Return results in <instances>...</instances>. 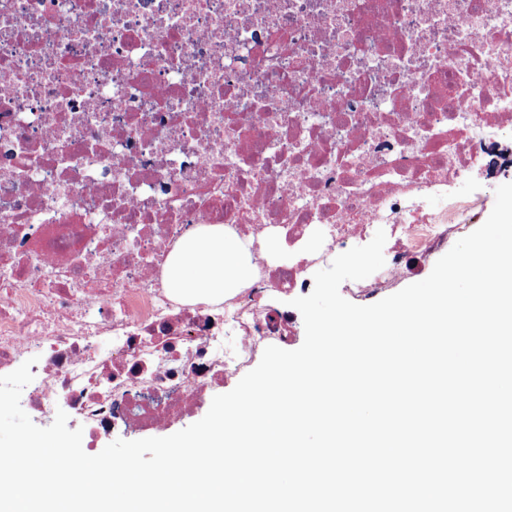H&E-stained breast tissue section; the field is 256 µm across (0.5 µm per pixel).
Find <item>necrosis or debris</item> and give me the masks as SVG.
Here are the masks:
<instances>
[{
    "label": "necrosis or debris",
    "instance_id": "necrosis-or-debris-1",
    "mask_svg": "<svg viewBox=\"0 0 512 512\" xmlns=\"http://www.w3.org/2000/svg\"><path fill=\"white\" fill-rule=\"evenodd\" d=\"M507 123L512 0H0V376L93 438L166 426L289 343L276 289L380 229L346 288H386L452 234ZM206 224L258 274L185 303Z\"/></svg>",
    "mask_w": 512,
    "mask_h": 512
}]
</instances>
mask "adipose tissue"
Listing matches in <instances>:
<instances>
[{"mask_svg":"<svg viewBox=\"0 0 512 512\" xmlns=\"http://www.w3.org/2000/svg\"><path fill=\"white\" fill-rule=\"evenodd\" d=\"M256 274L244 241L220 224L180 239L168 259L170 284L183 298L200 303L233 296Z\"/></svg>","mask_w":512,"mask_h":512,"instance_id":"adipose-tissue-1","label":"adipose tissue"}]
</instances>
